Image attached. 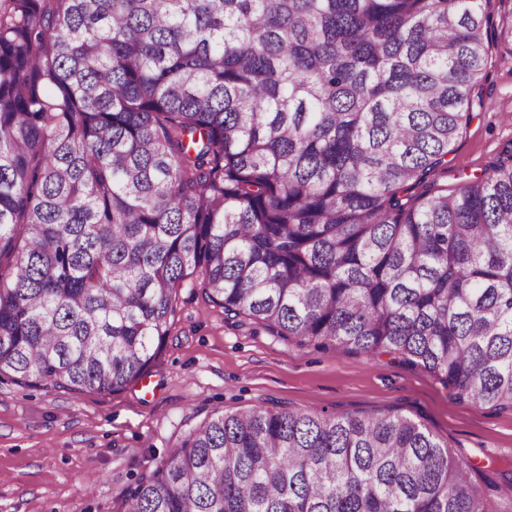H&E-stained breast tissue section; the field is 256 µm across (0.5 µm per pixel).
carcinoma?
Wrapping results in <instances>:
<instances>
[{
    "label": "carcinoma",
    "mask_w": 512,
    "mask_h": 512,
    "mask_svg": "<svg viewBox=\"0 0 512 512\" xmlns=\"http://www.w3.org/2000/svg\"><path fill=\"white\" fill-rule=\"evenodd\" d=\"M490 0H0V375L118 392L225 319L512 410V150L439 184ZM427 428L215 412L125 512H504Z\"/></svg>",
    "instance_id": "obj_1"
}]
</instances>
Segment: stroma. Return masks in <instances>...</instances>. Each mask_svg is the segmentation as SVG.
Segmentation results:
<instances>
[{"instance_id":"stroma-1","label":"stroma","mask_w":512,"mask_h":512,"mask_svg":"<svg viewBox=\"0 0 512 512\" xmlns=\"http://www.w3.org/2000/svg\"><path fill=\"white\" fill-rule=\"evenodd\" d=\"M482 101L448 156L460 187L512 146V50L490 41ZM148 383L118 393L25 387L0 375V512H124L127 489L207 414L284 405L423 423L455 455L492 465L512 493V412L453 401L433 376L388 355L301 345L225 320L183 286Z\"/></svg>"}]
</instances>
